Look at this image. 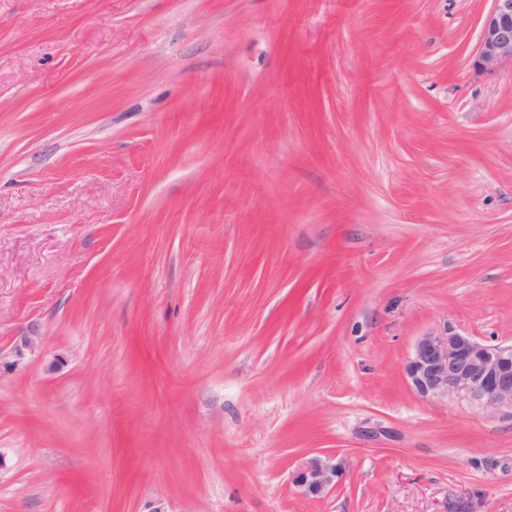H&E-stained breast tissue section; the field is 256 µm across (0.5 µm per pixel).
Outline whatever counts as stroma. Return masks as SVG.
<instances>
[{
    "label": "stroma",
    "mask_w": 512,
    "mask_h": 512,
    "mask_svg": "<svg viewBox=\"0 0 512 512\" xmlns=\"http://www.w3.org/2000/svg\"><path fill=\"white\" fill-rule=\"evenodd\" d=\"M491 8L0 0V512H512V413L404 376L512 344ZM342 465L331 457L312 456L292 474V483L306 496L319 497L338 484Z\"/></svg>",
    "instance_id": "obj_1"
}]
</instances>
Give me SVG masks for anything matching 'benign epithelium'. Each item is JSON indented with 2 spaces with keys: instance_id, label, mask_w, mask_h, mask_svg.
Listing matches in <instances>:
<instances>
[{
  "instance_id": "benign-epithelium-1",
  "label": "benign epithelium",
  "mask_w": 512,
  "mask_h": 512,
  "mask_svg": "<svg viewBox=\"0 0 512 512\" xmlns=\"http://www.w3.org/2000/svg\"><path fill=\"white\" fill-rule=\"evenodd\" d=\"M512 67V0H493L483 20L475 68L494 73ZM406 381L427 399L454 396L479 410L512 412V345L487 346L451 326L421 336L404 366ZM342 465L312 456L292 474L300 493L319 497L338 484Z\"/></svg>"
}]
</instances>
